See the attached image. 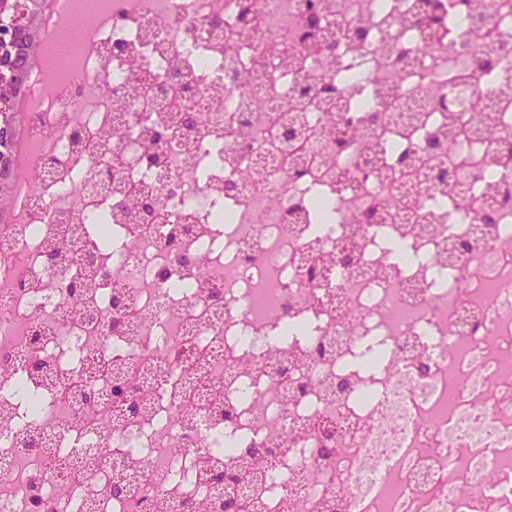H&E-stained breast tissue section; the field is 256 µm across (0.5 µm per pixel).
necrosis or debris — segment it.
Instances as JSON below:
<instances>
[{
	"instance_id": "obj_1",
	"label": "necrosis or debris",
	"mask_w": 512,
	"mask_h": 512,
	"mask_svg": "<svg viewBox=\"0 0 512 512\" xmlns=\"http://www.w3.org/2000/svg\"><path fill=\"white\" fill-rule=\"evenodd\" d=\"M244 1L98 0L76 67L26 84L35 178L0 224V512H39L34 486L47 512H182L209 496L205 469L251 445L278 458L241 471L249 512H512V0H493L479 38L470 11L438 0L440 45L415 22L419 0H315L337 37L331 65L299 41L303 0H248L247 26ZM486 54L500 70L475 67ZM315 83L342 91L345 154L329 112L297 97ZM443 99L481 107L492 132L460 127L428 154ZM373 109L383 120L368 130ZM186 110L204 124L178 128ZM293 112L307 131L288 152ZM153 124L169 144L146 145ZM96 166L150 194L153 221L111 222L89 188ZM440 168L457 174L455 201L431 178ZM368 204L384 223L355 222ZM175 228L205 273L169 251ZM459 235L471 250L444 262ZM62 240L70 253L44 266ZM344 248L353 265L328 263ZM75 278L89 285L79 302ZM227 405L238 421L217 418ZM85 454L100 465L76 466ZM118 460L133 478L116 499Z\"/></svg>"
}]
</instances>
